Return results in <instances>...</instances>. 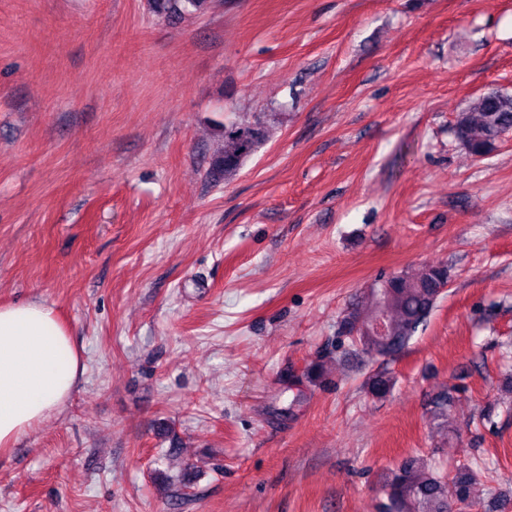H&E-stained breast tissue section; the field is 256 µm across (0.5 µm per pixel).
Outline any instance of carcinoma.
<instances>
[{
    "label": "carcinoma",
    "instance_id": "cac0c4a2",
    "mask_svg": "<svg viewBox=\"0 0 512 512\" xmlns=\"http://www.w3.org/2000/svg\"><path fill=\"white\" fill-rule=\"evenodd\" d=\"M203 0H152L155 12L168 14L179 8H198ZM512 130V94L491 90L459 113L454 132L475 156L485 157L501 137ZM263 139L255 127H235L224 131V154L216 161L218 170L236 171ZM448 267L424 266L414 275H392L372 287L365 302L353 307L343 318L342 328L353 346L367 354L387 357L400 353L432 314L437 300L448 286ZM391 379L382 375L369 382L377 397L390 393ZM486 469L462 463L448 474L428 457L411 455L386 475L383 499L378 512H452V505L467 508L481 505Z\"/></svg>",
    "mask_w": 512,
    "mask_h": 512
}]
</instances>
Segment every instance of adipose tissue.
I'll use <instances>...</instances> for the list:
<instances>
[{"label":"adipose tissue","mask_w":512,"mask_h":512,"mask_svg":"<svg viewBox=\"0 0 512 512\" xmlns=\"http://www.w3.org/2000/svg\"><path fill=\"white\" fill-rule=\"evenodd\" d=\"M84 371L50 305L37 298L0 305V454L60 413Z\"/></svg>","instance_id":"obj_1"}]
</instances>
